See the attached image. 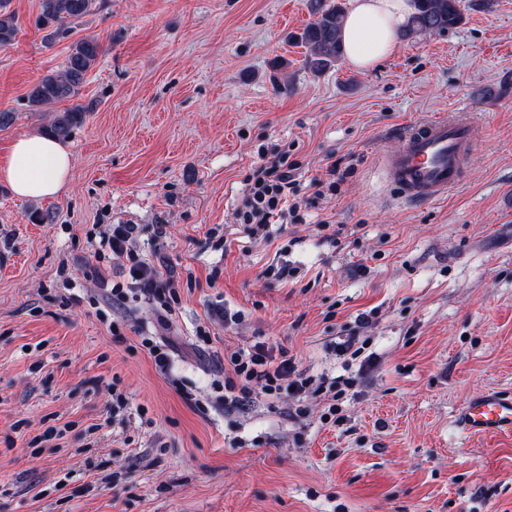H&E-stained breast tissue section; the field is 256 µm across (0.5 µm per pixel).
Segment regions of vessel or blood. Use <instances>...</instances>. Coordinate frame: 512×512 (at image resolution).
Wrapping results in <instances>:
<instances>
[{
    "label": "vessel or blood",
    "mask_w": 512,
    "mask_h": 512,
    "mask_svg": "<svg viewBox=\"0 0 512 512\" xmlns=\"http://www.w3.org/2000/svg\"><path fill=\"white\" fill-rule=\"evenodd\" d=\"M476 146L470 116L453 112L412 124L401 147L382 155L380 167L399 201L435 203L462 182ZM456 423L466 434L512 432V396L496 391L473 396L458 409Z\"/></svg>",
    "instance_id": "1"
}]
</instances>
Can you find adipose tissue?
Here are the masks:
<instances>
[{
  "label": "adipose tissue",
  "mask_w": 512,
  "mask_h": 512,
  "mask_svg": "<svg viewBox=\"0 0 512 512\" xmlns=\"http://www.w3.org/2000/svg\"><path fill=\"white\" fill-rule=\"evenodd\" d=\"M414 11L413 0H353L342 30L347 61L370 69L387 59ZM72 156L60 142L45 135L18 138L0 179L17 196H56L71 179Z\"/></svg>",
  "instance_id": "1"
}]
</instances>
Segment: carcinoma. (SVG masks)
<instances>
[{"label": "carcinoma", "instance_id": "cac0c4a2", "mask_svg": "<svg viewBox=\"0 0 512 512\" xmlns=\"http://www.w3.org/2000/svg\"><path fill=\"white\" fill-rule=\"evenodd\" d=\"M7 0H0V45L10 44L16 36L14 16L6 11ZM461 0H415V11L404 30L409 37L445 32L463 21ZM95 0H42L43 26L51 28L49 37L67 30L68 25L91 13ZM312 21L298 36L306 48L305 64L314 73H323L336 65L343 55L341 32L346 18L342 0H313ZM101 53L90 40L74 43L62 70L42 77L30 90L34 107L70 101L78 96L80 85ZM89 107L73 104L53 113L45 133L58 139L69 138L85 121Z\"/></svg>", "mask_w": 512, "mask_h": 512}]
</instances>
